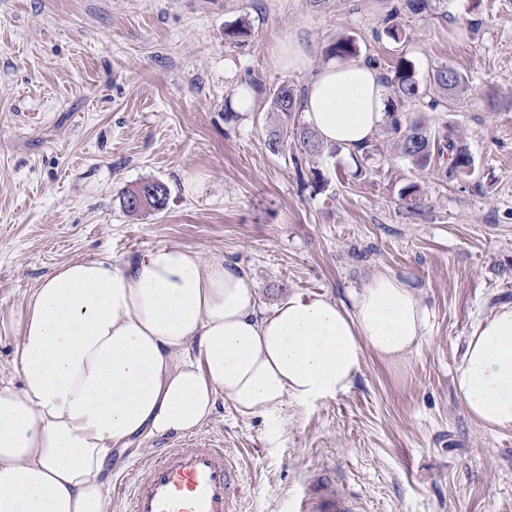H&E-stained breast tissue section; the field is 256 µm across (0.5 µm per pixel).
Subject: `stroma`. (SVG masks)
Instances as JSON below:
<instances>
[{
	"instance_id": "stroma-1",
	"label": "stroma",
	"mask_w": 512,
	"mask_h": 512,
	"mask_svg": "<svg viewBox=\"0 0 512 512\" xmlns=\"http://www.w3.org/2000/svg\"><path fill=\"white\" fill-rule=\"evenodd\" d=\"M394 21L408 41L376 39ZM294 32L316 67L351 36L360 60L404 57L423 80L459 70L448 126L474 173L415 170L383 128L380 162L271 152L273 88L309 79L272 61ZM241 85L255 108L226 119ZM312 168L321 189L298 177ZM146 180L167 185L166 209L127 215L122 193ZM411 181L414 212L399 202ZM163 245L243 267L268 312L292 295L347 298L381 272L428 312L419 348L394 363L365 353L347 393L286 401L273 419L218 400L197 434L238 456L242 512H288L324 481L358 512H512V430L485 431L452 386L472 329L512 303V0H429L417 15L406 0H0V313L60 263L122 266ZM178 440L114 452V478Z\"/></svg>"
}]
</instances>
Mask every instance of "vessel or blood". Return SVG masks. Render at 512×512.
I'll list each match as a JSON object with an SVG mask.
<instances>
[{
    "label": "vessel or blood",
    "mask_w": 512,
    "mask_h": 512,
    "mask_svg": "<svg viewBox=\"0 0 512 512\" xmlns=\"http://www.w3.org/2000/svg\"><path fill=\"white\" fill-rule=\"evenodd\" d=\"M120 492L122 512H240L242 473L222 442L191 436L144 464ZM349 497L326 486L304 495L294 512H353Z\"/></svg>",
    "instance_id": "b4317fda"
}]
</instances>
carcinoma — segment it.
<instances>
[{
	"label": "carcinoma",
	"instance_id": "cac0c4a2",
	"mask_svg": "<svg viewBox=\"0 0 512 512\" xmlns=\"http://www.w3.org/2000/svg\"><path fill=\"white\" fill-rule=\"evenodd\" d=\"M330 53L340 59H349L357 56L359 50L354 38L341 37L331 46ZM382 80L394 95L392 110L387 112V130L393 136L401 157L418 170L442 165L444 173L451 177L471 175L474 158L448 129L447 123L436 126L420 118L410 120L398 116V106L405 104L424 107L429 112L448 111L449 99L466 88L465 76L453 67L439 66L423 84L414 64L401 57L385 68ZM271 101L272 111L278 114L280 125L268 135L269 150L274 153L280 151L288 146L291 138L299 155L311 158L322 154L324 147L316 134L304 125L295 124L296 112L299 111L296 90L283 83L273 90ZM168 197L169 189L164 183L146 181L126 191L122 204L130 214L146 210L160 212L166 208Z\"/></svg>",
	"mask_w": 512,
	"mask_h": 512
}]
</instances>
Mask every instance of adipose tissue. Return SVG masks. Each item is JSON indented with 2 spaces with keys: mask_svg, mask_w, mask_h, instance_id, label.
<instances>
[{
  "mask_svg": "<svg viewBox=\"0 0 512 512\" xmlns=\"http://www.w3.org/2000/svg\"><path fill=\"white\" fill-rule=\"evenodd\" d=\"M379 72L353 60L311 73L307 124L327 149L359 152L386 120ZM420 298L378 273L352 304L296 296L262 312L239 266L161 246L140 262L58 265L24 310L0 319L18 336L20 388L0 385V512H106L108 464L130 439L194 431L218 399L275 415L348 392L365 352L396 362L418 349ZM453 382L469 416L512 430V304L472 330Z\"/></svg>",
  "mask_w": 512,
  "mask_h": 512,
  "instance_id": "1",
  "label": "adipose tissue"
}]
</instances>
